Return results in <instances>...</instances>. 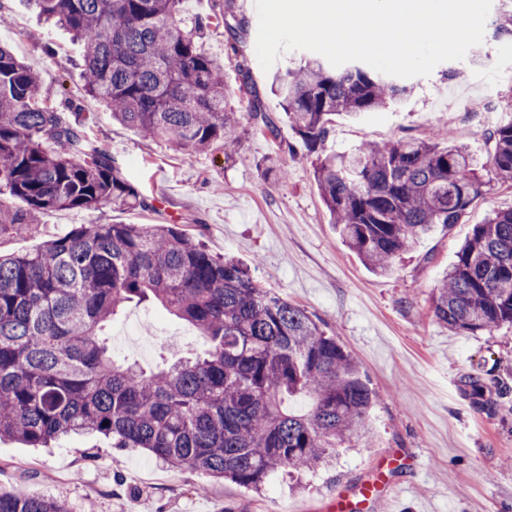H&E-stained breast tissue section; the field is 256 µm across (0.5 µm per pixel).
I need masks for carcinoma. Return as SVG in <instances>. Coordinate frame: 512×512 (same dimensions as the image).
Here are the masks:
<instances>
[{
    "mask_svg": "<svg viewBox=\"0 0 512 512\" xmlns=\"http://www.w3.org/2000/svg\"><path fill=\"white\" fill-rule=\"evenodd\" d=\"M83 46L84 92L112 118L190 156L232 145L242 121L277 136L259 104L227 108L226 63L204 53L205 24L182 0H31ZM496 33L512 38V0ZM407 87L319 59L288 68L275 92L314 150L330 116L397 103ZM482 162L442 134L328 154L314 178L342 242L377 274L438 225L466 215L483 171L512 185V121L487 132ZM23 206H11L3 194ZM125 209L137 190L85 124L42 99L40 77L0 46V235L55 210ZM156 301L204 349L152 369L118 360L107 329L128 303ZM460 332L512 324V208L474 227L432 296ZM304 397L301 413L286 401ZM375 401L362 366L305 309L261 287L173 224H83L32 252L0 254V437L46 448L100 434L172 466L258 492L283 469L305 471L358 439ZM0 512H69L64 502L0 489Z\"/></svg>",
    "mask_w": 512,
    "mask_h": 512,
    "instance_id": "cac0c4a2",
    "label": "carcinoma"
}]
</instances>
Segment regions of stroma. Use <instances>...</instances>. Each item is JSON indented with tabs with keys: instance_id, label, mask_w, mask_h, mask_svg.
<instances>
[{
	"instance_id": "obj_1",
	"label": "stroma",
	"mask_w": 512,
	"mask_h": 512,
	"mask_svg": "<svg viewBox=\"0 0 512 512\" xmlns=\"http://www.w3.org/2000/svg\"><path fill=\"white\" fill-rule=\"evenodd\" d=\"M183 0L186 16L209 20L204 50L227 61L231 105L249 82L279 134L252 124L236 131L234 149L215 145L193 156L113 122L85 95L82 48L45 24L26 0H0L9 16L0 44L42 77V95L65 119L81 118L91 146L112 154L122 177L140 193L128 210H58L40 223L0 236V250L31 251L81 224H175L216 256L237 259L259 284L305 308L363 366L377 394L367 432L331 465L295 478H269L261 494L230 481L162 464L146 450L116 448L96 435L68 436L36 449L0 439V488L23 486L35 497L66 501L71 512H332L343 497L351 512H512V325L465 335L439 323L432 291L475 224L512 207V187L487 185L460 224L435 228L376 275L339 237L313 177L317 155L290 127L270 92L271 73L255 52V0ZM482 65L450 60L430 75L403 79L401 103L353 120L333 116L323 153L363 142L448 133L486 156L489 129L512 121V40L485 35ZM246 61L248 77L235 64ZM454 79H446V72ZM152 342L148 350L116 348L144 368L161 345L180 353L200 340L158 303H129L112 321L118 335L131 320ZM381 479L398 493L364 502L363 484Z\"/></svg>"
}]
</instances>
